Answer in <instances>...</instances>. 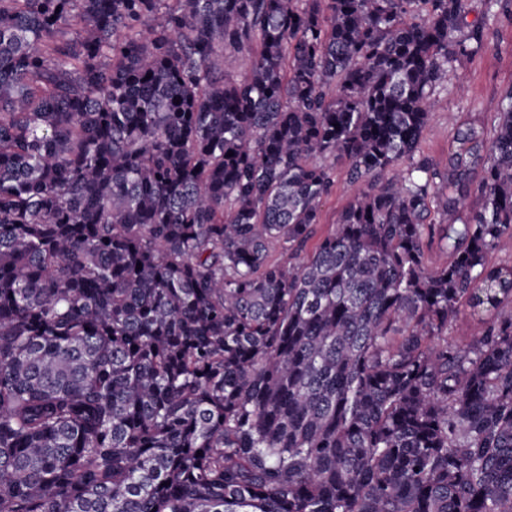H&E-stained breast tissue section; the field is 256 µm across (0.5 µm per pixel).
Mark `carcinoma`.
Masks as SVG:
<instances>
[{
	"label": "carcinoma",
	"instance_id": "obj_1",
	"mask_svg": "<svg viewBox=\"0 0 512 512\" xmlns=\"http://www.w3.org/2000/svg\"><path fill=\"white\" fill-rule=\"evenodd\" d=\"M472 2L0 0V512H512V89L421 151ZM356 186L349 183L347 166L339 164L336 168V186L322 207V224L317 226L315 237L309 242L307 252L322 237L335 230L340 213L353 200ZM472 313L470 309L466 308L459 318L448 327V340H455L463 347L472 341L475 327L480 323L481 318Z\"/></svg>",
	"mask_w": 512,
	"mask_h": 512
}]
</instances>
